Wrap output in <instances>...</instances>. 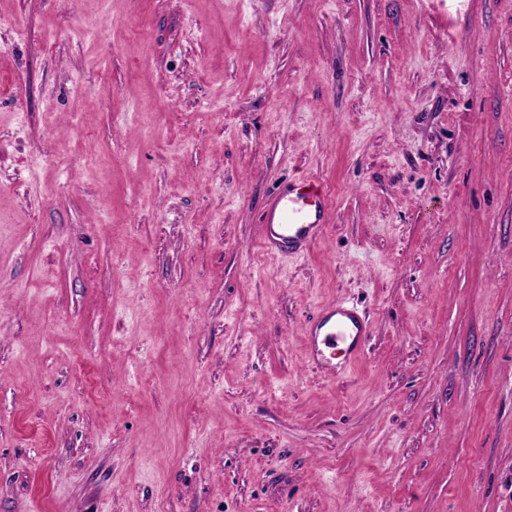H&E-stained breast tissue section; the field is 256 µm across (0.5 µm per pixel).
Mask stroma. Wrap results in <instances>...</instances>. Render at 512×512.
<instances>
[{
	"mask_svg": "<svg viewBox=\"0 0 512 512\" xmlns=\"http://www.w3.org/2000/svg\"><path fill=\"white\" fill-rule=\"evenodd\" d=\"M0 512H512V0H0ZM331 218L329 192L324 181L306 178L271 195L260 214L261 245L269 254L305 257ZM328 327L326 332L322 330ZM368 318L360 314L346 300H337L321 308L306 329L309 364L323 374L336 378L345 374L351 363L360 358L370 337ZM346 345L348 357L336 364L335 357L326 355V350Z\"/></svg>",
	"mask_w": 512,
	"mask_h": 512,
	"instance_id": "35a3bbf8",
	"label": "stroma"
}]
</instances>
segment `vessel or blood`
Listing matches in <instances>:
<instances>
[{"label":"vessel or blood","mask_w":512,"mask_h":512,"mask_svg":"<svg viewBox=\"0 0 512 512\" xmlns=\"http://www.w3.org/2000/svg\"><path fill=\"white\" fill-rule=\"evenodd\" d=\"M331 218L329 192L324 181L306 178L289 182L287 189L271 195L260 214L261 245L274 256H306ZM370 323L346 300L321 308L306 330L309 364L336 378L350 361L360 358L370 337ZM344 346L347 361L338 363L327 352Z\"/></svg>","instance_id":"vessel-or-blood-1"}]
</instances>
